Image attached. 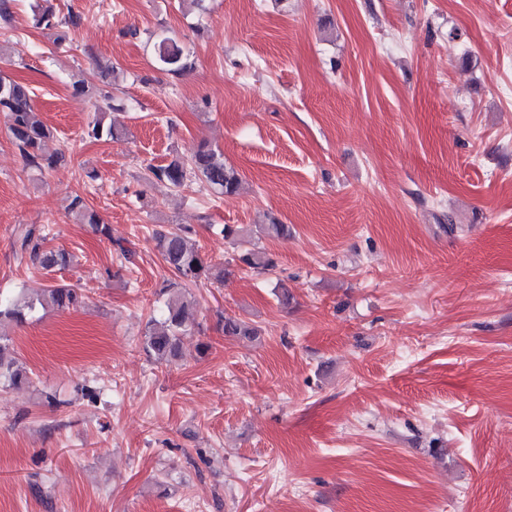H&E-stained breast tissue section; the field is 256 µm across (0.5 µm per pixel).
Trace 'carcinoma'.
<instances>
[{"instance_id": "obj_1", "label": "carcinoma", "mask_w": 512, "mask_h": 512, "mask_svg": "<svg viewBox=\"0 0 512 512\" xmlns=\"http://www.w3.org/2000/svg\"><path fill=\"white\" fill-rule=\"evenodd\" d=\"M152 63L157 69L176 76H181L192 69V63L189 62L184 48L168 37H159L153 42ZM102 97L104 105L96 107V115L88 124V135L95 139L114 138V128L105 122L106 112L122 108L123 103L112 97L109 92L103 93ZM0 113L6 119L9 138L21 153L26 165L41 173L53 168L59 159L58 153L45 151V143L50 139L52 130L36 112L31 91L27 86L1 73ZM148 172L174 189L184 186L188 174L198 177L218 194H235L241 188L238 173L224 163L223 154L205 145L200 146L187 158L175 154L167 164L150 167ZM70 210L75 213L79 222L92 224L99 234L109 236L107 225L101 222L95 211L86 206L81 197L76 196L72 199ZM18 239L21 248L30 251L32 260L44 269L64 267L69 263V254L64 251L42 250L41 242L46 239V235L33 225L20 228ZM154 241L163 261L176 274V279L165 286V289L170 291L165 309L160 318H153L147 323L142 337V347L156 360L169 362L181 356L182 340L192 326L188 316L191 301L186 297V288L212 276L220 280L224 275H231L232 271L226 269L222 272H213V267L203 258L196 241L182 229L156 231ZM238 260L244 267L259 273H269L276 267L273 256L259 248L244 250ZM81 299V293L75 288L51 285L43 289L41 296L35 300L0 299V318L22 321L38 306L68 308L78 305ZM224 335L255 338L260 335V330L244 320L228 319L224 321ZM23 376V368L13 357L10 344L0 337V379L16 384Z\"/></svg>"}]
</instances>
